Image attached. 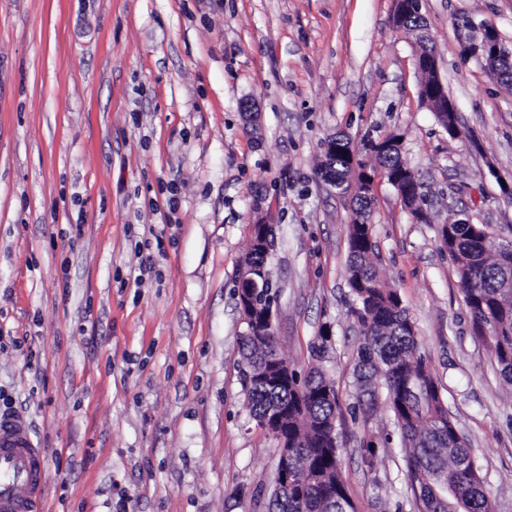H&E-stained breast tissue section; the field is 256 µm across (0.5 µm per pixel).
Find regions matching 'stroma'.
<instances>
[{"mask_svg": "<svg viewBox=\"0 0 512 512\" xmlns=\"http://www.w3.org/2000/svg\"><path fill=\"white\" fill-rule=\"evenodd\" d=\"M421 12L455 139L394 0H0V416L41 450L40 512H270L277 443L247 408L235 294L257 223L281 354L303 365L330 337L356 512H419L385 403L353 407L352 203L317 175L334 134L398 135L424 183L425 223L376 179L372 261L512 512V383L440 240L461 206L512 234V90L462 53L467 20L512 47V0ZM429 95L433 100H437L443 106V110L446 111L433 112L440 126L448 132V136L453 138L451 130L457 131V124H459L458 114L455 105L448 99V93L438 75L429 88ZM452 112H456V114Z\"/></svg>", "mask_w": 512, "mask_h": 512, "instance_id": "stroma-1", "label": "stroma"}]
</instances>
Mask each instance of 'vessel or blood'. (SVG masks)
Segmentation results:
<instances>
[{
	"mask_svg": "<svg viewBox=\"0 0 512 512\" xmlns=\"http://www.w3.org/2000/svg\"><path fill=\"white\" fill-rule=\"evenodd\" d=\"M42 470L25 423L0 417V512H36L44 492Z\"/></svg>",
	"mask_w": 512,
	"mask_h": 512,
	"instance_id": "b4317fda",
	"label": "vessel or blood"
}]
</instances>
